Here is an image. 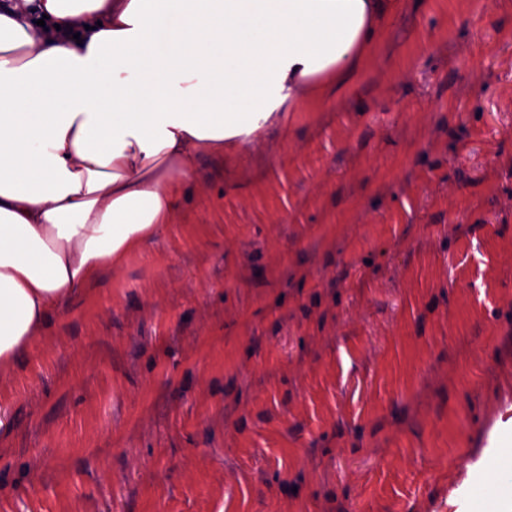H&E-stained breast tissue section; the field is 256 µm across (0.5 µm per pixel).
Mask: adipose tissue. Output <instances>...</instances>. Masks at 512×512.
<instances>
[{"instance_id": "ef3b65f1", "label": "adipose tissue", "mask_w": 512, "mask_h": 512, "mask_svg": "<svg viewBox=\"0 0 512 512\" xmlns=\"http://www.w3.org/2000/svg\"><path fill=\"white\" fill-rule=\"evenodd\" d=\"M393 0H0V368L360 68Z\"/></svg>"}]
</instances>
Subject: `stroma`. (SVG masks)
Listing matches in <instances>:
<instances>
[{"label": "stroma", "instance_id": "stroma-1", "mask_svg": "<svg viewBox=\"0 0 512 512\" xmlns=\"http://www.w3.org/2000/svg\"><path fill=\"white\" fill-rule=\"evenodd\" d=\"M0 369V512H501L512 0H397L357 73Z\"/></svg>", "mask_w": 512, "mask_h": 512}]
</instances>
